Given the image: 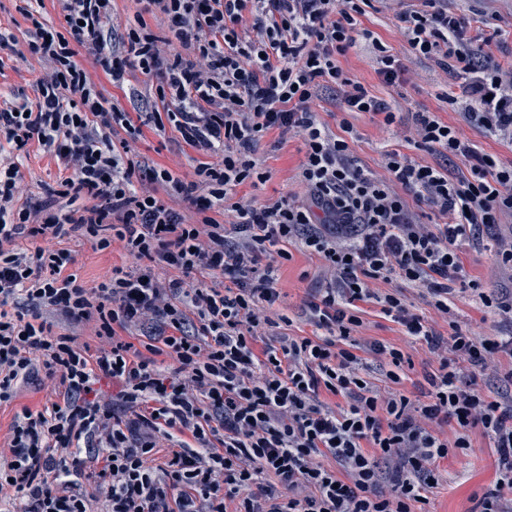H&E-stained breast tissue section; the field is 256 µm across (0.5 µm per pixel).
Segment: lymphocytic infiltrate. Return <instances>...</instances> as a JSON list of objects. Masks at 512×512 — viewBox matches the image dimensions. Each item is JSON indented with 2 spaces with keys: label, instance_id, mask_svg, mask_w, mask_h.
Listing matches in <instances>:
<instances>
[{
  "label": "lymphocytic infiltrate",
  "instance_id": "lymphocytic-infiltrate-1",
  "mask_svg": "<svg viewBox=\"0 0 512 512\" xmlns=\"http://www.w3.org/2000/svg\"><path fill=\"white\" fill-rule=\"evenodd\" d=\"M137 2L120 29L112 0H60L61 32L44 0H24L25 49L48 68L36 100L0 102V142L13 151L0 162V404L41 372L52 389L43 409L15 414L0 493L11 490L16 512H94L76 483L88 472L105 512H415L440 463L479 429L498 469L471 512H512V368L506 390L478 388L497 355H512V336L453 319L467 291L512 316V293L483 291L463 252L512 215V164L466 134L512 145V67L492 51L499 28L473 27L448 0H395L398 51L363 28L372 0ZM80 48L114 87L136 71L155 76L156 104H109L75 62ZM353 49L374 55L389 86L410 54L453 70L462 93L444 100L455 122L413 115V147L438 163L391 149L378 175L351 156L349 122L335 131L321 121L312 104L327 89L344 111L396 121L345 75L339 59ZM169 127L202 156L191 175L132 155L129 138ZM274 131L301 141V193L238 196L266 182L254 154ZM34 143L69 171L44 201L19 196V156ZM216 152L222 163L208 162ZM418 206L438 223L422 222ZM38 237L100 252L118 243L138 266L88 288L69 271L72 250L22 247ZM295 249L328 275L302 306L310 336L284 333L275 310L276 271ZM406 286L448 317L449 336L410 309ZM364 302L438 355L423 398L400 386L401 349L358 338ZM61 320L90 326L100 346L77 348L56 332ZM369 356L389 364L390 387L363 379Z\"/></svg>",
  "mask_w": 512,
  "mask_h": 512
}]
</instances>
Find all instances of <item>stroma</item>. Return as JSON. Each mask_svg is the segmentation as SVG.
<instances>
[{
	"instance_id": "35a3bbf8",
	"label": "stroma",
	"mask_w": 512,
	"mask_h": 512,
	"mask_svg": "<svg viewBox=\"0 0 512 512\" xmlns=\"http://www.w3.org/2000/svg\"><path fill=\"white\" fill-rule=\"evenodd\" d=\"M75 60L108 102L128 111L135 106L133 93H146L156 84L155 78L138 73L132 78L129 89L121 90L112 86L94 57L85 50H78ZM339 64L348 77L363 83L373 94L387 101L402 118L401 123L386 128L379 117L372 114L343 112L333 91L322 92L313 104L314 110L331 129H338L345 120L353 124L357 135L349 145L358 163L379 169L383 152L388 148L400 150L422 163L433 162V155L408 145L406 139L410 134L413 113L435 112L443 121H454V112L442 99L443 93L454 87L452 77L433 61L412 58L407 62L405 83L389 86L381 82L373 60L360 51L353 50L340 57ZM42 69V62L32 57L22 59L13 56L1 60L0 93L6 95L20 89L28 98H35ZM130 147L137 160L149 165L159 164L179 174L192 171L198 157L194 149L179 142L177 132L171 129L162 137L152 131H144L139 139L131 142ZM256 158L263 170L268 172L269 178L256 187L247 184L240 186L239 194L265 200L296 192L295 176L303 159L298 140H289L279 149L271 148L269 140H262ZM21 171L23 193L37 197L46 196L48 190L56 188L61 176L56 162L35 144L31 145L27 158L23 159ZM67 245L77 255L74 273L89 288L97 286L104 272L112 267L127 268L134 264L133 259L118 246L97 252L86 241L71 239ZM465 261L469 273L481 282L486 292L512 284V272L499 268L483 244L467 246ZM278 278L282 293L279 311L291 319V333L311 334V327L301 318V305L313 289L324 284L325 277L319 272L316 261L303 252L293 251L291 259L281 264ZM362 309L363 336L395 345L410 357L413 366L407 371L404 388L412 393L418 392L424 382V373L430 369L427 345L403 336L399 325L381 317L377 305L366 303ZM455 316L460 325L477 324L490 335L512 336V318L486 313L472 297L458 301ZM49 388V380L39 378L34 384L18 390L11 402L0 405L1 441L9 433L15 412L24 407L41 409ZM472 443L473 450L449 457L440 464L439 483L427 493L426 512H469L473 495L493 488L498 466L494 442L478 430L472 435Z\"/></svg>"
}]
</instances>
